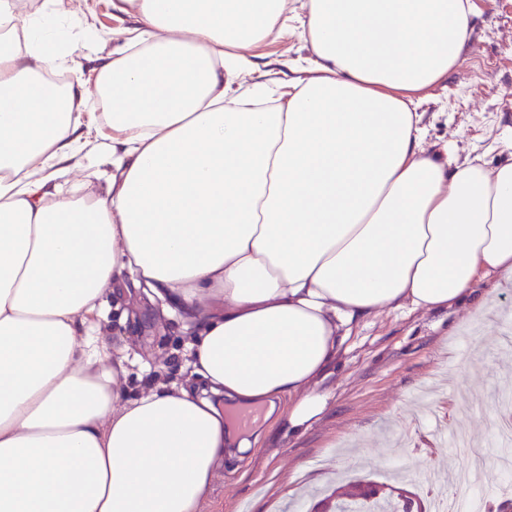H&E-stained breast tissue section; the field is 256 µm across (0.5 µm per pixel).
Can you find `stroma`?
<instances>
[{
    "label": "stroma",
    "mask_w": 512,
    "mask_h": 512,
    "mask_svg": "<svg viewBox=\"0 0 512 512\" xmlns=\"http://www.w3.org/2000/svg\"><path fill=\"white\" fill-rule=\"evenodd\" d=\"M474 26L461 67L421 94L418 109L425 146L444 143L450 156L500 158L512 139V0H472ZM83 27L97 41L79 46L78 68L67 80L90 77L100 58L121 46L132 27L112 0H72ZM105 107L89 102L81 121L88 128L82 157L70 160L69 182L79 193L103 194L117 170L112 143L98 137ZM445 311H385L362 321L336 369L324 381L331 394L323 418L305 432L273 435L243 461L247 478L219 474L200 512H308L313 493L347 483L385 481L405 472L407 490L427 512L434 508L428 475L440 467L467 468L468 457L453 452L447 437L462 429L481 439L484 472L476 491L488 504H512L501 488L512 484V446L493 435L512 395V345L503 323L512 320V281L501 282L490 306L478 296ZM105 343L122 349L128 370L124 388L136 395L157 382L183 381L187 324L136 287L109 295L102 319Z\"/></svg>",
    "instance_id": "35a3bbf8"
}]
</instances>
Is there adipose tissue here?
<instances>
[{"label": "adipose tissue", "mask_w": 512, "mask_h": 512, "mask_svg": "<svg viewBox=\"0 0 512 512\" xmlns=\"http://www.w3.org/2000/svg\"><path fill=\"white\" fill-rule=\"evenodd\" d=\"M134 15L93 84L65 0H0V512H199L222 469L326 412L353 330L512 279L503 159L427 151L414 96L462 64L470 0H112ZM300 34L297 79L239 87ZM109 108L118 181L67 196L82 105ZM193 325L190 371L123 400L101 339L123 274ZM266 409L244 437L221 399ZM257 55H263L265 58H258V60L273 61L280 59L283 53H288L289 57H306L310 54L309 44L299 35L289 36L288 41L263 45L253 51Z\"/></svg>", "instance_id": "ef3b65f1"}]
</instances>
